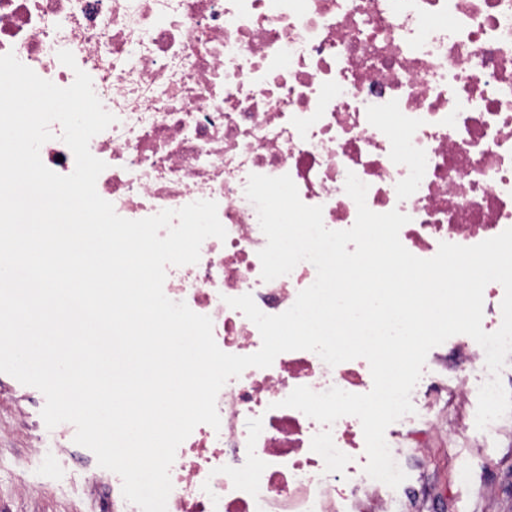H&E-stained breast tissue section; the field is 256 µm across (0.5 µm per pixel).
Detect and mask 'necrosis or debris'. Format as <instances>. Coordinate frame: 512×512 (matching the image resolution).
<instances>
[{"instance_id": "1", "label": "necrosis or debris", "mask_w": 512, "mask_h": 512, "mask_svg": "<svg viewBox=\"0 0 512 512\" xmlns=\"http://www.w3.org/2000/svg\"><path fill=\"white\" fill-rule=\"evenodd\" d=\"M9 52L62 88L75 69L90 75L115 117L89 143L106 164L96 189L119 216L216 202L226 238L204 240L197 263L167 266L163 290L210 317L226 353L262 345L228 298L251 294L277 315L316 279L307 261L262 279L250 175H290L328 229L346 230L355 173L371 211L408 215L399 239L423 259L512 228V0H0ZM456 347L465 400L485 352L464 334ZM372 385L367 360L332 367L306 350L246 369L217 395L220 427L198 425L178 447L167 512H350L360 490L383 488L364 471L360 420L326 425L283 401L299 386ZM75 432L41 429L30 460L67 467L97 512H140L119 475L86 471Z\"/></svg>"}]
</instances>
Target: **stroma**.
Instances as JSON below:
<instances>
[{
    "instance_id": "obj_1",
    "label": "stroma",
    "mask_w": 512,
    "mask_h": 512,
    "mask_svg": "<svg viewBox=\"0 0 512 512\" xmlns=\"http://www.w3.org/2000/svg\"><path fill=\"white\" fill-rule=\"evenodd\" d=\"M9 423L13 436L0 441V501L9 502L10 512H94L88 494L55 491L54 469H27L30 429L17 416ZM399 461L407 478L391 490L389 512H512L511 415L498 419L488 431L471 434L469 447L442 434L432 438L426 455L413 448H400ZM23 469L41 491L16 498L13 484Z\"/></svg>"
}]
</instances>
